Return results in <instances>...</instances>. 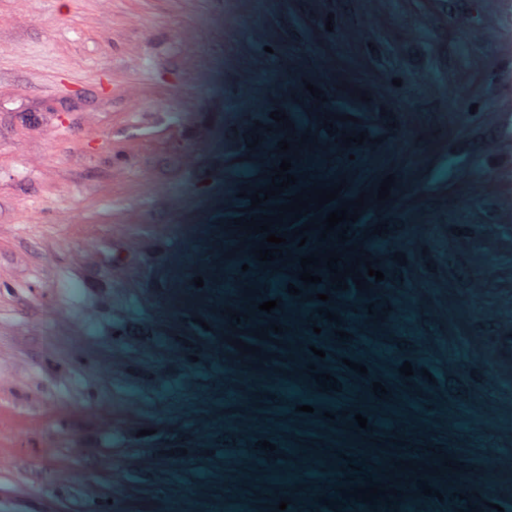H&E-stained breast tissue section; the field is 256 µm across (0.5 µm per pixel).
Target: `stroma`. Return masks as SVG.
<instances>
[{"instance_id": "35a3bbf8", "label": "stroma", "mask_w": 512, "mask_h": 512, "mask_svg": "<svg viewBox=\"0 0 512 512\" xmlns=\"http://www.w3.org/2000/svg\"><path fill=\"white\" fill-rule=\"evenodd\" d=\"M282 140L383 281L256 260ZM283 500L512 512V0H0V512Z\"/></svg>"}]
</instances>
